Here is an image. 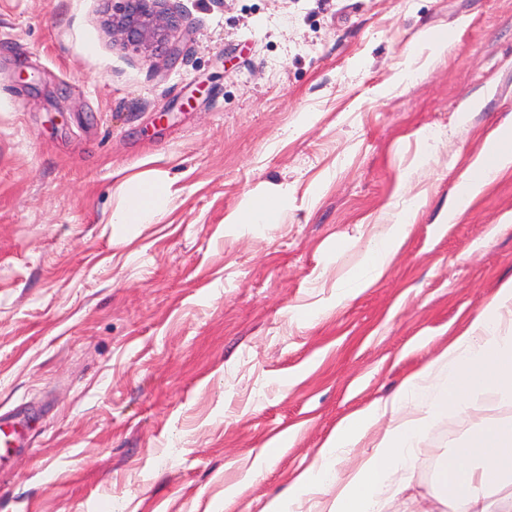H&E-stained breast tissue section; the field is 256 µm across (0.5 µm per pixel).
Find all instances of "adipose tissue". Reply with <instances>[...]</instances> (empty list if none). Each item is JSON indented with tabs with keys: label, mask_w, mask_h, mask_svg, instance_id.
Segmentation results:
<instances>
[{
	"label": "adipose tissue",
	"mask_w": 512,
	"mask_h": 512,
	"mask_svg": "<svg viewBox=\"0 0 512 512\" xmlns=\"http://www.w3.org/2000/svg\"><path fill=\"white\" fill-rule=\"evenodd\" d=\"M512 169V125L493 136L472 163L471 176L448 201V218L456 220L496 178ZM129 204L116 208L114 224H153L173 195L170 179L140 178ZM405 235L401 224L386 225L366 249L353 288L380 276ZM512 308V281L498 288L432 362L406 377L391 399L373 403L343 418L318 453L317 471H305L287 498L269 500L262 512H286V504L335 479L338 454L360 447L376 425L380 438L354 473L325 503L326 512H384L388 501L413 481L408 461L421 438L449 410L467 412L477 394L496 391L512 400V330L504 331L502 313ZM434 483L452 488L450 512H512V420H491L456 444L449 465L436 468Z\"/></svg>",
	"instance_id": "1"
}]
</instances>
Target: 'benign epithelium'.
Listing matches in <instances>:
<instances>
[{"instance_id":"1","label":"benign epithelium","mask_w":512,"mask_h":512,"mask_svg":"<svg viewBox=\"0 0 512 512\" xmlns=\"http://www.w3.org/2000/svg\"><path fill=\"white\" fill-rule=\"evenodd\" d=\"M107 23L112 31L123 37V44L149 50L168 39L175 20L162 17L159 4L162 0H106Z\"/></svg>"}]
</instances>
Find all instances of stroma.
Instances as JSON below:
<instances>
[{
    "label": "stroma",
    "mask_w": 512,
    "mask_h": 512,
    "mask_svg": "<svg viewBox=\"0 0 512 512\" xmlns=\"http://www.w3.org/2000/svg\"><path fill=\"white\" fill-rule=\"evenodd\" d=\"M106 8L0 0V512H261L512 279V170L444 218L512 123V0H163L175 60ZM155 173L157 223L110 225ZM271 190L278 223H231ZM510 417L436 423L414 495ZM405 226L406 224H387L384 230L374 237L364 253L361 273L353 281L349 292L355 293L369 280L383 273L389 256L401 244Z\"/></svg>",
    "instance_id": "stroma-1"
}]
</instances>
